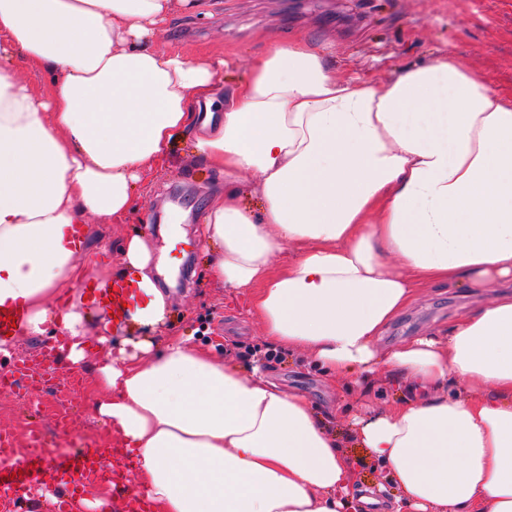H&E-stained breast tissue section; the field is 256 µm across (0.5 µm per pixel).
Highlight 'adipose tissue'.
<instances>
[{
	"mask_svg": "<svg viewBox=\"0 0 512 512\" xmlns=\"http://www.w3.org/2000/svg\"><path fill=\"white\" fill-rule=\"evenodd\" d=\"M193 0H0L12 57L47 72L33 86L0 58V306L23 331H65L86 355L79 302L87 276L79 226L130 210L132 192L166 163L175 132L200 124L196 151L224 174L205 213L211 278L250 292L276 349L321 371L384 370L412 396L356 420L370 458L405 493L391 512H512V94L451 52L409 65L387 85L336 76L329 48L270 43L220 121L217 63L151 40ZM264 205L239 201L240 175ZM297 255L275 269L283 246ZM139 237L100 287L135 299L123 320L151 332L169 301ZM443 283L502 285L466 318L378 351L375 339L416 297ZM108 352L94 410L134 459L153 512H356L369 503L336 433L301 393L247 375L192 339Z\"/></svg>",
	"mask_w": 512,
	"mask_h": 512,
	"instance_id": "obj_1",
	"label": "adipose tissue"
}]
</instances>
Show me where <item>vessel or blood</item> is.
Here are the masks:
<instances>
[{
    "label": "vessel or blood",
    "instance_id": "b4317fda",
    "mask_svg": "<svg viewBox=\"0 0 512 512\" xmlns=\"http://www.w3.org/2000/svg\"><path fill=\"white\" fill-rule=\"evenodd\" d=\"M89 294L95 303L118 309L129 301L132 290L119 285L105 291L93 288ZM111 455L110 448L95 445L73 453L66 462L55 464L42 446L35 445L29 448L26 457L20 458L16 455L13 436L0 432V512H16L20 501L48 494L55 499V512H72L74 498L88 485L112 477L108 463ZM49 468L55 476L51 484L43 478Z\"/></svg>",
    "mask_w": 512,
    "mask_h": 512
}]
</instances>
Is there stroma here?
Returning a JSON list of instances; mask_svg holds the SVG:
<instances>
[{
  "label": "stroma",
  "mask_w": 512,
  "mask_h": 512,
  "mask_svg": "<svg viewBox=\"0 0 512 512\" xmlns=\"http://www.w3.org/2000/svg\"><path fill=\"white\" fill-rule=\"evenodd\" d=\"M304 39L332 44L331 66L337 76L373 83L392 80L399 70L421 64L438 51L452 52L467 70L483 73L496 90L512 91V0H210L205 17L175 12L155 45L185 58L225 59L215 89L232 103L255 57L272 40ZM197 127L176 133L170 159L153 179L137 188L131 210L118 224L91 217L86 230L90 260L120 266V248L131 236L143 238L164 262L156 278L170 295L165 327L155 333L157 347L175 337H192L216 358L231 355L244 370L260 366L265 379L303 393L315 412L338 432L345 454L360 462L361 484L388 485V472L369 460L350 426L353 416L386 409L407 395L405 382L380 372L366 378H332L299 354L275 351L249 315V294L218 287L209 276L210 255L203 247L204 215L212 197L224 190V175L196 152ZM496 288L431 286L400 313L376 340L386 348L460 319L489 303ZM98 321L85 325L87 354L80 368L63 356L50 363L52 380L21 390L0 388V430L27 443L30 430L52 455L61 456L90 444H112V427L92 408L90 382L108 350L138 340L137 328L112 332L101 345ZM84 383L69 399L75 429L61 433L44 414L55 392L68 388L72 376Z\"/></svg>",
  "instance_id": "stroma-1"
}]
</instances>
